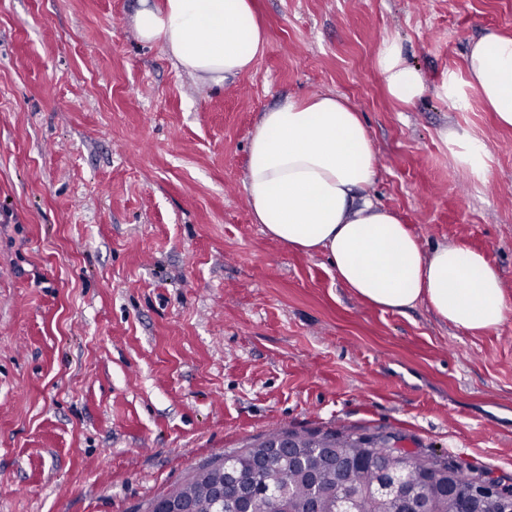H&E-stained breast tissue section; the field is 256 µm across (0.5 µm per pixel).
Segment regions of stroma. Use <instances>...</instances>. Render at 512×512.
Wrapping results in <instances>:
<instances>
[{
	"label": "stroma",
	"mask_w": 512,
	"mask_h": 512,
	"mask_svg": "<svg viewBox=\"0 0 512 512\" xmlns=\"http://www.w3.org/2000/svg\"><path fill=\"white\" fill-rule=\"evenodd\" d=\"M255 3L266 51L214 86L138 39L139 0H0V512H134L274 423L396 429L512 487V313L472 334L374 308L263 234L243 188L263 110L340 94L375 200L425 250L482 252L512 306V128L438 94L472 40L512 34V0ZM387 38L416 105L386 93ZM376 66L381 73L387 94L395 101L413 106L426 92V85L417 67L406 57L402 42L385 39L376 55ZM441 136L452 154L472 172L480 176L486 171L488 154L479 139L466 131L448 129Z\"/></svg>",
	"instance_id": "35a3bbf8"
}]
</instances>
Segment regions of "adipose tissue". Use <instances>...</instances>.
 Segmentation results:
<instances>
[{"label":"adipose tissue","instance_id":"adipose-tissue-1","mask_svg":"<svg viewBox=\"0 0 512 512\" xmlns=\"http://www.w3.org/2000/svg\"><path fill=\"white\" fill-rule=\"evenodd\" d=\"M133 23L142 41L162 44L189 76L214 85L251 71L267 45L252 0H140ZM465 60L466 79L448 74L441 97L461 107L475 94L500 125L512 127V36H481ZM376 66L393 100L412 106L423 98L424 79L400 40L382 42ZM442 138L472 172L486 171L479 139L457 130ZM377 171L360 113L343 96L319 93L283 98L263 112L243 184L263 232L291 250L326 255L337 278L365 303L402 313L424 302L469 333L499 326L507 307L497 270L461 245L424 251L371 196Z\"/></svg>","mask_w":512,"mask_h":512}]
</instances>
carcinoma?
<instances>
[{
    "instance_id": "cac0c4a2",
    "label": "carcinoma",
    "mask_w": 512,
    "mask_h": 512,
    "mask_svg": "<svg viewBox=\"0 0 512 512\" xmlns=\"http://www.w3.org/2000/svg\"><path fill=\"white\" fill-rule=\"evenodd\" d=\"M288 431L275 425L227 453L249 484L251 512H288L311 499L320 512H336L342 489L371 486L382 472L400 469L411 483L425 488L433 512H466L462 491L450 488L434 471L441 458L415 452L404 463L401 451L390 445L393 431L366 433L345 426L294 429L290 431L293 448L274 454L269 445ZM273 475L289 497L273 500L267 495L265 485ZM215 485L216 474L196 465L162 499L150 501L151 512H167L169 499L184 504L190 512H210Z\"/></svg>"
}]
</instances>
